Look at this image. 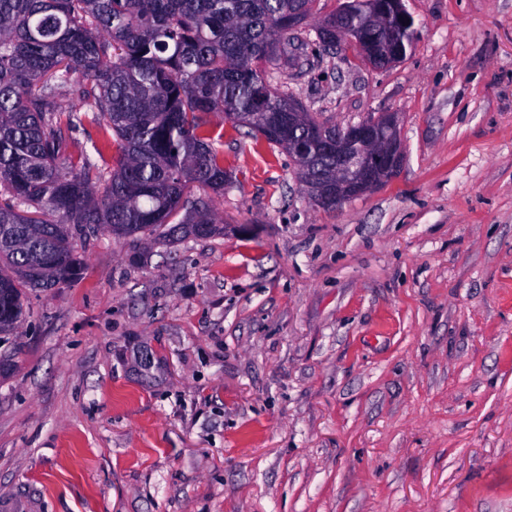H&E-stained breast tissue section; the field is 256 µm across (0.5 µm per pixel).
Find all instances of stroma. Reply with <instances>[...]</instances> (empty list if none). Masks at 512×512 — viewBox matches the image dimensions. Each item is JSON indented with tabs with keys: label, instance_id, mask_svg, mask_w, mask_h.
Returning a JSON list of instances; mask_svg holds the SVG:
<instances>
[{
	"label": "stroma",
	"instance_id": "1",
	"mask_svg": "<svg viewBox=\"0 0 512 512\" xmlns=\"http://www.w3.org/2000/svg\"><path fill=\"white\" fill-rule=\"evenodd\" d=\"M271 84L319 122L396 113L391 181L314 205L219 116L223 235L78 240L0 363V503L37 512H512V0H404ZM351 2H354L352 0H347L344 3V6L335 14L330 16L329 18L325 19L324 22H329L336 19V40L330 44H322L326 46L322 47H331L336 44V42H341L342 40L346 41L350 46L353 47V49L356 51V53L366 59L370 64L376 67H384L380 64H378L373 57L370 56L368 51L366 50L365 45L362 43L359 35V31L357 29H343L339 22L337 16L342 13H346L349 11ZM414 33V23L391 30H387L379 26H372L365 29L364 39L368 45L369 51L373 52L374 56L379 61L388 62L387 57L392 46L395 44H402L407 50V47L412 45ZM405 49L402 47L395 49L391 58V63L403 58L406 55Z\"/></svg>",
	"mask_w": 512,
	"mask_h": 512
}]
</instances>
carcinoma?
Instances as JSON below:
<instances>
[{
	"label": "carcinoma",
	"instance_id": "1",
	"mask_svg": "<svg viewBox=\"0 0 512 512\" xmlns=\"http://www.w3.org/2000/svg\"><path fill=\"white\" fill-rule=\"evenodd\" d=\"M316 0H0V335L29 312V290L78 280L73 240L99 229L165 245L224 233L210 200L232 183L210 137L214 112H256L248 132L282 146L309 136L281 113L295 97L268 80ZM414 25L365 29L387 61ZM86 125L112 154L67 151Z\"/></svg>",
	"mask_w": 512,
	"mask_h": 512
}]
</instances>
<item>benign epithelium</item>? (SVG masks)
I'll list each match as a JSON object with an SVG mask.
<instances>
[{"label":"benign epithelium","instance_id":"1","mask_svg":"<svg viewBox=\"0 0 512 512\" xmlns=\"http://www.w3.org/2000/svg\"><path fill=\"white\" fill-rule=\"evenodd\" d=\"M371 20L382 25L393 20L411 22L413 17L406 10L403 0H394V13L387 19L370 10ZM346 41L356 53L370 64L377 62L362 43L359 31L336 26V41ZM315 142L288 139V155L295 161H305ZM324 149L336 153V174L314 178L308 167L300 168L301 179L307 195L318 205L334 208L347 200L360 196L393 179L403 160L402 143L394 113L386 112L370 117L347 128L336 129V136L322 143Z\"/></svg>","mask_w":512,"mask_h":512}]
</instances>
